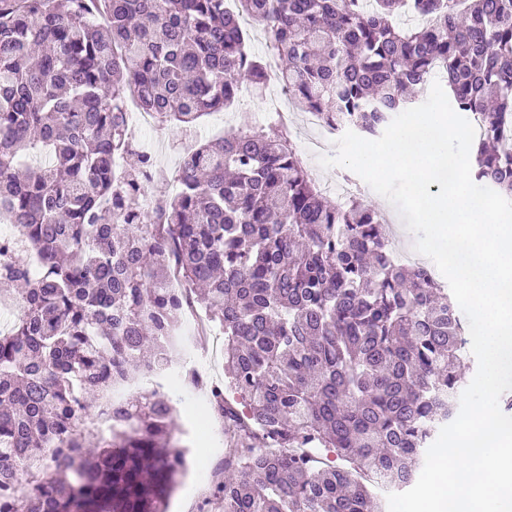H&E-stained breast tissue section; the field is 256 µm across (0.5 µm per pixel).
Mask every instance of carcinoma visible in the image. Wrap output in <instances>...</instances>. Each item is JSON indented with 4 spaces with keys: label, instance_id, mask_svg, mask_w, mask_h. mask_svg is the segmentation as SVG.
<instances>
[{
    "label": "carcinoma",
    "instance_id": "cac0c4a2",
    "mask_svg": "<svg viewBox=\"0 0 512 512\" xmlns=\"http://www.w3.org/2000/svg\"><path fill=\"white\" fill-rule=\"evenodd\" d=\"M234 2L0 0V223L16 229L0 306L18 307L0 330V512H169L187 467L170 396L130 397L127 427L101 434L86 395L172 363V270L204 288L244 402L206 386L235 447L205 507L382 512L456 417L464 323L432 273L394 260L381 212L330 200L270 123L194 149L144 224L156 164L126 104L190 131L263 96L247 17L292 107L337 134L380 135L441 73L455 111L481 114L472 180L512 200V0Z\"/></svg>",
    "mask_w": 512,
    "mask_h": 512
}]
</instances>
